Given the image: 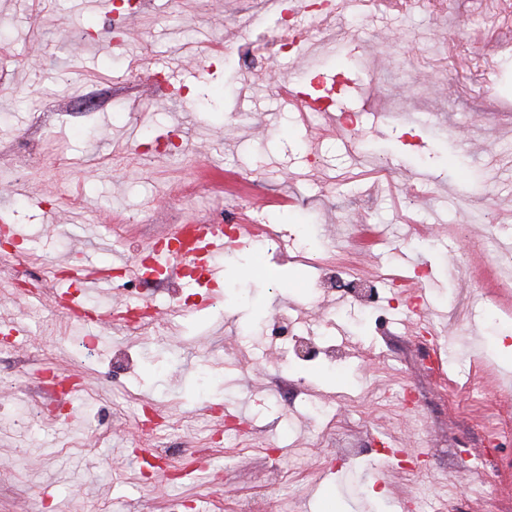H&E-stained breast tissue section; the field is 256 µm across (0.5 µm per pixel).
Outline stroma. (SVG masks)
<instances>
[{"mask_svg": "<svg viewBox=\"0 0 512 512\" xmlns=\"http://www.w3.org/2000/svg\"><path fill=\"white\" fill-rule=\"evenodd\" d=\"M112 18L106 0L0 6V225L26 245L36 281L24 300L0 275V324L26 328L19 350L0 351L14 415L0 419V512L42 500L51 512H168L175 495L232 512L267 500L278 475L285 502L271 512H512V445L490 444L512 404V294L484 247L512 244V0H376L326 26L296 15L311 43L357 48L348 65L316 61L360 85L357 121L339 133L281 99L297 65L271 52L281 27L263 0H141L121 27ZM172 133L178 158L147 150ZM201 216L284 229L291 245L232 242L209 287L142 289L167 321L156 335L106 315L53 317L60 261L133 260ZM329 261L344 281L429 269L428 315L389 285L377 330L362 304L318 288ZM282 313L340 359L312 366L271 342ZM428 317L445 327L437 371L421 360ZM82 339L95 347L86 362L72 353ZM403 385L414 403L388 401ZM139 401L194 473L141 474ZM407 443L420 468L379 453Z\"/></svg>", "mask_w": 512, "mask_h": 512, "instance_id": "35a3bbf8", "label": "stroma"}]
</instances>
